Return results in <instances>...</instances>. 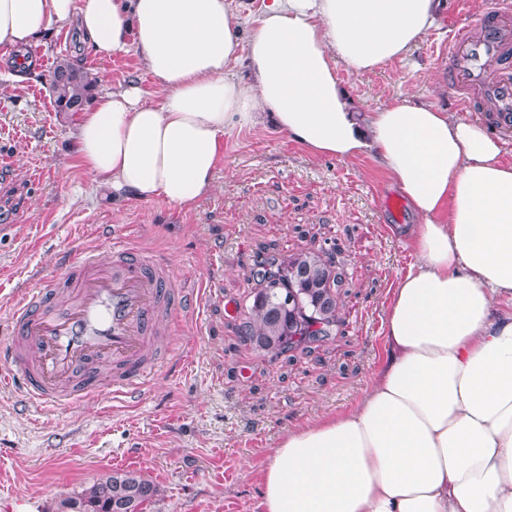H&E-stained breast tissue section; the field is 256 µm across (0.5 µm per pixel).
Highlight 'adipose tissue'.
<instances>
[{"instance_id": "adipose-tissue-1", "label": "adipose tissue", "mask_w": 512, "mask_h": 512, "mask_svg": "<svg viewBox=\"0 0 512 512\" xmlns=\"http://www.w3.org/2000/svg\"><path fill=\"white\" fill-rule=\"evenodd\" d=\"M438 0H0V92L23 50L75 30L100 59L135 52L163 94L103 90L76 150L100 186L191 206L213 188L224 136L271 116L317 157L373 153L421 223L385 320L387 357L347 411L271 450L263 512H512V164L479 124L410 99L358 116L339 69L405 57ZM254 25L246 35V25ZM246 59L238 80L231 65Z\"/></svg>"}]
</instances>
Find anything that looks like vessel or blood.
<instances>
[{"label":"vessel or blood","mask_w":512,"mask_h":512,"mask_svg":"<svg viewBox=\"0 0 512 512\" xmlns=\"http://www.w3.org/2000/svg\"><path fill=\"white\" fill-rule=\"evenodd\" d=\"M448 91L461 110L512 134V0H494L479 23L448 41ZM111 263L65 252L62 271L14 301L0 366L19 376L31 402L70 405L86 394L125 396L152 374L156 324L181 312L184 289L147 269L122 236L108 238Z\"/></svg>","instance_id":"b4317fda"}]
</instances>
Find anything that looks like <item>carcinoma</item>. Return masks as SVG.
<instances>
[{"mask_svg": "<svg viewBox=\"0 0 512 512\" xmlns=\"http://www.w3.org/2000/svg\"><path fill=\"white\" fill-rule=\"evenodd\" d=\"M87 76L69 62L55 70V103L60 112H72L89 91ZM263 288L252 306V316L243 322L245 337L261 351L278 356L302 343L330 335L336 326V308L325 306L330 294L327 266L311 253L301 254L286 264L272 258L259 260ZM156 493L148 480L131 472H115L106 480L63 502L68 512H141L142 505Z\"/></svg>", "mask_w": 512, "mask_h": 512, "instance_id": "carcinoma-1", "label": "carcinoma"}]
</instances>
